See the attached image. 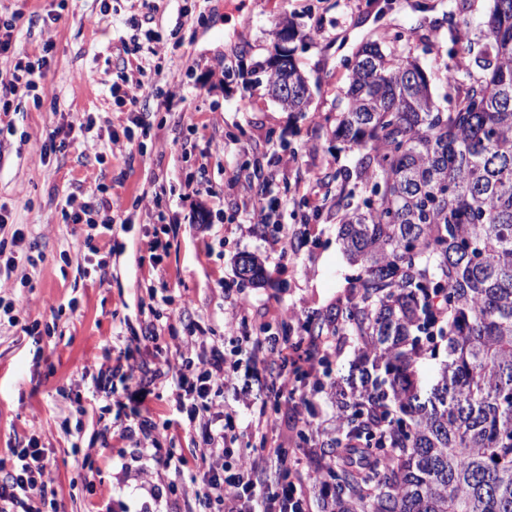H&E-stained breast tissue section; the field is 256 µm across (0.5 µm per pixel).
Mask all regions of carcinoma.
I'll use <instances>...</instances> for the list:
<instances>
[{
    "instance_id": "carcinoma-1",
    "label": "carcinoma",
    "mask_w": 512,
    "mask_h": 512,
    "mask_svg": "<svg viewBox=\"0 0 512 512\" xmlns=\"http://www.w3.org/2000/svg\"><path fill=\"white\" fill-rule=\"evenodd\" d=\"M489 57L442 111L411 49L371 43L350 65L336 138L359 151L336 195L338 239L360 274L310 336L361 344L320 474L323 512H512V0L484 22ZM278 103L308 107V81ZM239 275L263 268L239 257ZM427 386L418 361L437 356Z\"/></svg>"
}]
</instances>
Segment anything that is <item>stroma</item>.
Masks as SVG:
<instances>
[{"label":"stroma","mask_w":512,"mask_h":512,"mask_svg":"<svg viewBox=\"0 0 512 512\" xmlns=\"http://www.w3.org/2000/svg\"><path fill=\"white\" fill-rule=\"evenodd\" d=\"M492 5L470 0L462 13L456 0H0V16L20 17L15 57L54 42L38 93L18 92L0 112V204L11 224L0 238L17 227L35 244L32 263L0 279V296L26 310L24 325H0V458L38 439L57 490L45 512H198L171 474L144 477L133 439L104 432L116 413L95 393L101 364L127 347L143 368L165 367L176 337L197 320L231 337L225 311L235 302L251 335L286 326L308 337L314 316L347 295L357 273L337 240L328 179L358 158L334 136L350 61L366 42L397 39L424 68L447 65L468 80L486 52L482 22ZM55 10L60 18L44 32L40 18ZM134 15L149 21L131 25ZM285 21L311 86L304 112L274 101L258 69ZM138 73L142 123L133 128L134 109L116 90ZM87 121L95 139L43 157L48 132ZM97 184L121 204L108 234L62 216ZM260 191L266 221L257 224ZM87 233L91 249L69 253L73 236ZM243 255L262 263L259 284L242 283ZM155 311L168 325L153 344L139 334ZM356 356L349 341L321 383L300 381L296 412L270 391L272 370L238 376L246 390L238 447L257 456L277 446L302 466L325 465L320 444L339 404L330 383ZM156 393L160 453L195 472L171 390ZM261 417L270 429L247 433Z\"/></svg>","instance_id":"stroma-1"}]
</instances>
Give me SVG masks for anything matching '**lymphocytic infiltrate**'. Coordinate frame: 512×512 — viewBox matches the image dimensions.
<instances>
[{
    "instance_id": "lymphocytic-infiltrate-1",
    "label": "lymphocytic infiltrate",
    "mask_w": 512,
    "mask_h": 512,
    "mask_svg": "<svg viewBox=\"0 0 512 512\" xmlns=\"http://www.w3.org/2000/svg\"><path fill=\"white\" fill-rule=\"evenodd\" d=\"M53 47V41H46L39 56L19 58L11 74L0 75V112L9 110L19 88L38 87L51 64ZM86 195L80 209L69 213L70 223L111 230V199L99 186L87 190ZM246 342L251 347L248 358L230 361L216 343L208 354L193 356V342L188 339L176 348V368H158L143 375L137 366L128 365L122 372L123 387L119 390L112 383L111 369L103 368L97 388L108 397L123 392L128 401L123 436H141L151 459L167 470L173 468V459L154 451L152 420L143 415L142 407L157 380H164L176 390V409L196 438L193 451L198 466L190 478L192 493L208 506L209 512H308L315 474L287 468L282 449L272 448L266 456L255 458L240 448L231 463L219 468L213 465L226 453L223 422L231 418L232 411L224 402V390L231 386L235 374L246 363H287L294 360L298 350L297 341L290 336H250ZM11 455L10 469L0 468V512H40V503L52 491L42 449L33 442L12 449Z\"/></svg>"
}]
</instances>
